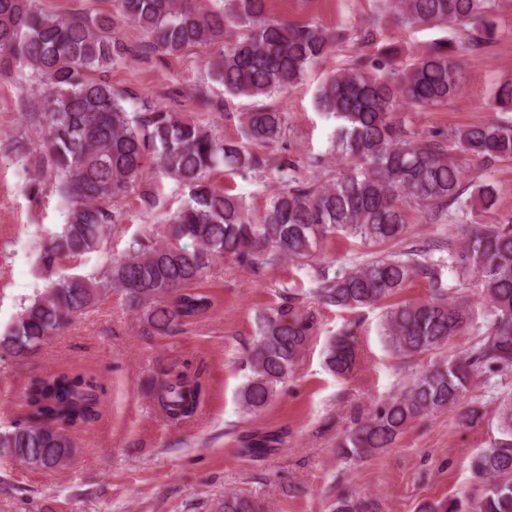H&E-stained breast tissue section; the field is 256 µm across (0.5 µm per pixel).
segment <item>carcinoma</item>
Returning <instances> with one entry per match:
<instances>
[{
  "mask_svg": "<svg viewBox=\"0 0 512 512\" xmlns=\"http://www.w3.org/2000/svg\"><path fill=\"white\" fill-rule=\"evenodd\" d=\"M115 2L117 16L101 21L47 15L34 0H0V71L48 85L37 101L35 117L46 132L34 164L38 173L58 176L55 190L68 205L61 231L40 251L42 267L56 278L0 332V354L28 358L113 292L128 309L144 313L151 327L166 332L211 308V297L194 286L215 260L256 268L281 260L307 266L329 236H350L369 246L403 238L405 207L414 205L430 223L460 226L462 245L448 246L446 258L435 257L432 246H412L372 258L339 278L320 270L313 297L357 310L395 297L412 281L424 282L427 299L392 304L385 313L382 336L399 357L440 351L476 322L460 294L462 285L445 283L443 270L468 278L488 309L466 349L416 373L372 415L356 419L336 453L347 460L371 456L420 418L449 408L461 410L466 426L481 422L483 409L466 403L475 378L483 376L489 385L512 374V213L494 211L495 189L486 180L466 194L459 156L488 168L511 159L512 116L422 137L409 135L397 117L401 110L443 105L459 95L455 47L437 42L405 68L389 49L328 76L318 89L317 107L340 121L332 153L342 168L323 181L289 176L256 220L239 197L211 182L212 174L255 168L284 173L292 170L290 163L226 142L176 112H128L111 85L86 74L117 65L136 50L112 37L117 23L126 22L147 35L136 50L140 55L215 48L212 76L224 92L257 99L300 83L345 31L271 19L266 0H225L215 11L198 7L196 0ZM494 7L495 0H383L381 13L359 28L358 39L373 41L374 27L389 14L405 26L458 27L468 45L479 49L495 38ZM491 107L512 111V82L500 86ZM287 131L285 112L260 105L243 113L247 142L271 148ZM150 154L161 173L188 189L182 208L131 240L125 256L111 259L99 275L62 270L61 259L104 248L115 206L141 187ZM313 324L312 314L291 294L258 315L251 379L240 392L245 413L256 414L275 399L305 351ZM356 358L350 332L329 341L325 364L331 372L349 373ZM97 389L93 380L68 372L33 377L27 419L0 431V452L32 469L65 467L75 453L66 429L97 418ZM201 390L187 362L161 367L151 388L176 422L196 412ZM280 442L278 435L249 439L243 453L261 457ZM469 466L482 480L479 494L427 502L421 512H512V397L504 403L501 437L471 456ZM367 509L342 495L332 504V512ZM214 512L265 507L251 495L228 493Z\"/></svg>",
  "mask_w": 512,
  "mask_h": 512,
  "instance_id": "obj_1",
  "label": "carcinoma"
}]
</instances>
